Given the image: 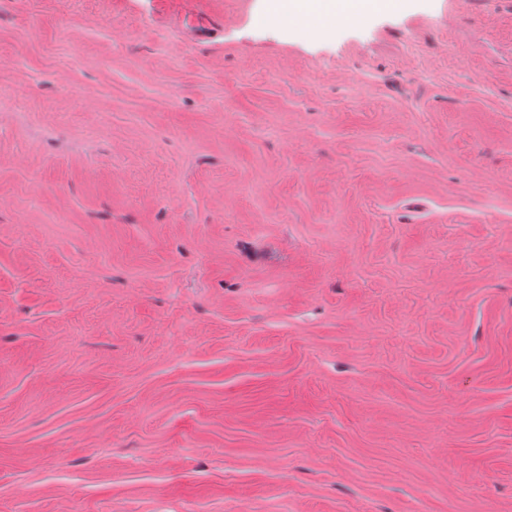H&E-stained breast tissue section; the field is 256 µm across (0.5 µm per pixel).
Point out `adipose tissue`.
Instances as JSON below:
<instances>
[{
    "label": "adipose tissue",
    "mask_w": 512,
    "mask_h": 512,
    "mask_svg": "<svg viewBox=\"0 0 512 512\" xmlns=\"http://www.w3.org/2000/svg\"><path fill=\"white\" fill-rule=\"evenodd\" d=\"M400 0H268V16L275 21L289 18L333 29L337 21L361 20L389 10Z\"/></svg>",
    "instance_id": "ef3b65f1"
}]
</instances>
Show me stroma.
Masks as SVG:
<instances>
[{
    "instance_id": "1",
    "label": "stroma",
    "mask_w": 512,
    "mask_h": 512,
    "mask_svg": "<svg viewBox=\"0 0 512 512\" xmlns=\"http://www.w3.org/2000/svg\"><path fill=\"white\" fill-rule=\"evenodd\" d=\"M0 0V512H512V0ZM400 0H269L268 16L283 21L292 17L305 23H314L322 30H331L336 20H362L370 15L390 10Z\"/></svg>"
}]
</instances>
